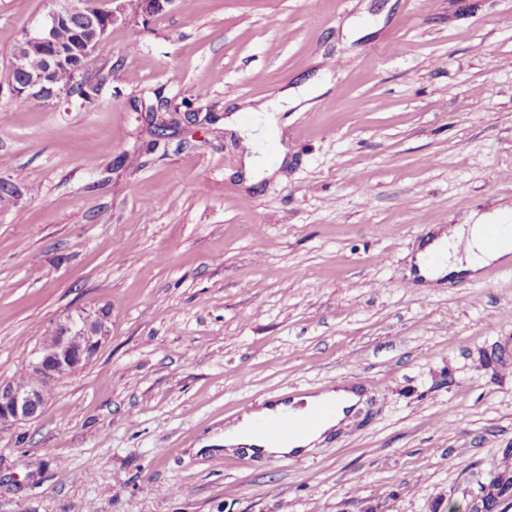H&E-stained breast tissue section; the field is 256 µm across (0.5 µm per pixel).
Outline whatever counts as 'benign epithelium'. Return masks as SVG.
I'll return each instance as SVG.
<instances>
[{"mask_svg": "<svg viewBox=\"0 0 512 512\" xmlns=\"http://www.w3.org/2000/svg\"><path fill=\"white\" fill-rule=\"evenodd\" d=\"M132 1L145 16L164 10L174 0H105V6L79 14L71 0H62L60 10L49 14L32 34L27 35L16 48L11 64L12 73L22 74L19 80L11 79L14 94L27 100L46 102L63 94L64 89L56 82L61 68L81 71L79 61L94 56L99 44L124 14L125 3ZM82 16L85 28L63 47L55 40L59 26ZM38 54L43 66L35 71L27 67L28 58ZM108 313L100 310L95 314L79 312L60 321L42 338L37 351L29 361L35 381L24 385L0 388V425L15 424L35 419L43 403V385L61 377L70 376L89 364L109 335Z\"/></svg>", "mask_w": 512, "mask_h": 512, "instance_id": "1", "label": "benign epithelium"}]
</instances>
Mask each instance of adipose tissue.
Here are the masks:
<instances>
[{
    "label": "adipose tissue",
    "mask_w": 512,
    "mask_h": 512,
    "mask_svg": "<svg viewBox=\"0 0 512 512\" xmlns=\"http://www.w3.org/2000/svg\"><path fill=\"white\" fill-rule=\"evenodd\" d=\"M326 89L325 84L290 88L278 93L274 99L262 103L255 109L254 121L250 127L240 129L239 134L247 147H255L274 123L275 113L309 101ZM512 217V207L503 206L474 219L470 224H451L437 228L433 238L415 255L414 264L426 284H436L444 278H478L482 269L491 263L512 261V239L503 238L490 242L487 227ZM437 253L442 257L435 267L425 265L428 254ZM362 399L353 387L325 389L315 394L304 395L290 403H270L252 410L248 415L235 419L224 428V447L227 451H243L263 457L302 455L314 449L324 440L326 434L346 425ZM336 405L333 415L322 420L302 438L292 441L273 440L259 434L257 422H271L281 415L291 413L303 415L325 403Z\"/></svg>",
    "instance_id": "ef3b65f1"
}]
</instances>
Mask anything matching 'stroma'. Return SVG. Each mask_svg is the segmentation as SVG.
<instances>
[{"instance_id":"1","label":"stroma","mask_w":512,"mask_h":512,"mask_svg":"<svg viewBox=\"0 0 512 512\" xmlns=\"http://www.w3.org/2000/svg\"><path fill=\"white\" fill-rule=\"evenodd\" d=\"M59 7L0 0V387L68 314L110 337L0 428V512H480L512 476V270L424 290L410 259L512 204V0L130 9L94 103L29 102L12 54ZM325 70L250 180L225 117ZM332 379L365 400L313 451H225L242 405Z\"/></svg>"}]
</instances>
